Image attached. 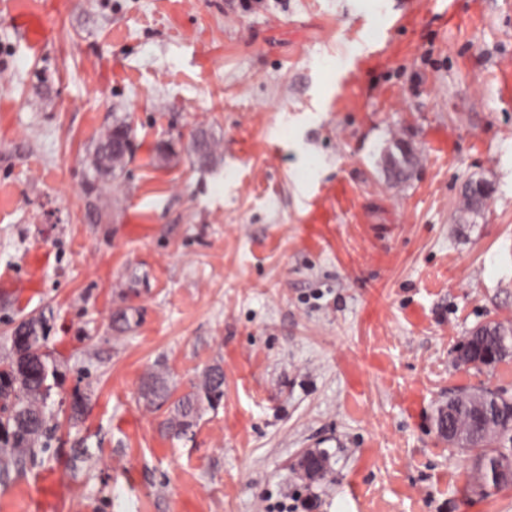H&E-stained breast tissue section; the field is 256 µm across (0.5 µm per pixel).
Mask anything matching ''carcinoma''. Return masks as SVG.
Returning a JSON list of instances; mask_svg holds the SVG:
<instances>
[{
  "instance_id": "obj_1",
  "label": "carcinoma",
  "mask_w": 512,
  "mask_h": 512,
  "mask_svg": "<svg viewBox=\"0 0 512 512\" xmlns=\"http://www.w3.org/2000/svg\"><path fill=\"white\" fill-rule=\"evenodd\" d=\"M133 129L125 117L113 119L96 140L84 159L86 195L93 213L101 215L102 189L116 180L132 156ZM198 161L210 163L219 148L206 131L200 130L190 140ZM488 185L478 181L465 186L466 209H472L478 199L490 197ZM132 308L119 307L112 313V331L117 335L132 329ZM49 335L45 313L40 312L20 320L3 338L8 356L0 360V474L22 462L36 448L51 447L55 430V412L48 405L53 388L60 385L57 361L44 351ZM512 344V325L490 320L472 329L458 348L457 364L478 372L487 369L485 359H502L504 343ZM486 402L491 426L474 416L470 392L448 397L453 413L440 412L437 418L439 436L448 439L447 430H463L469 436L467 452L474 466L492 471L495 465L512 457V395L503 388L481 386L476 389ZM139 399L148 407L168 406L162 423L163 431L177 439L194 434L204 411L217 406L224 397V371L218 365L205 368L200 382L178 395L166 372H151L139 387ZM88 397L80 388L70 395L68 409L72 420L84 415Z\"/></svg>"
}]
</instances>
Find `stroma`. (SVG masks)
I'll return each mask as SVG.
<instances>
[{
    "label": "stroma",
    "mask_w": 512,
    "mask_h": 512,
    "mask_svg": "<svg viewBox=\"0 0 512 512\" xmlns=\"http://www.w3.org/2000/svg\"><path fill=\"white\" fill-rule=\"evenodd\" d=\"M117 117L134 153L95 222L84 158ZM47 308L52 399L89 406L0 512H512L435 426L512 391V362L455 364L512 322V0H0V337ZM213 364L223 400L167 437L142 378ZM190 147L202 165L210 163L219 148V143L213 140L206 131L198 132L190 140ZM508 324L510 326H507ZM511 343L512 347V324L498 320H490L472 329L458 348L456 358L457 364L472 368L477 372L485 369H492L485 364L488 356H495L502 360L501 348L504 343Z\"/></svg>",
    "instance_id": "35a3bbf8"
}]
</instances>
